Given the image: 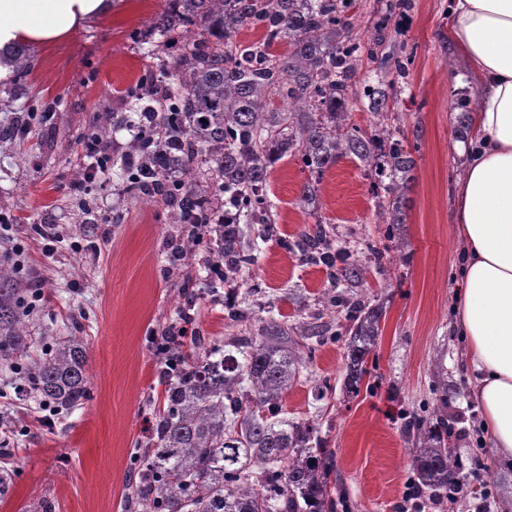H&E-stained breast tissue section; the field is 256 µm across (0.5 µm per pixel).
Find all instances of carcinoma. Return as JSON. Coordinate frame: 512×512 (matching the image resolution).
I'll use <instances>...</instances> for the list:
<instances>
[{"instance_id": "cac0c4a2", "label": "carcinoma", "mask_w": 512, "mask_h": 512, "mask_svg": "<svg viewBox=\"0 0 512 512\" xmlns=\"http://www.w3.org/2000/svg\"><path fill=\"white\" fill-rule=\"evenodd\" d=\"M146 39L157 44L163 79L153 84L156 128L132 143L140 179L132 191L161 199L174 210L173 223L191 214L219 210L234 222H211L190 236L204 244L209 266L222 264L218 280L238 282L251 256L237 224H271L270 168L294 156L310 174L301 202L318 210V184L342 158L359 161L371 178L374 221L390 239L405 223L402 190L415 160L399 113L389 96L365 128L352 122L361 54L377 55L382 35L406 0H382L372 11L374 37L356 30L353 0H171ZM263 30L254 46L240 50L234 39L244 27ZM288 40V52L275 44ZM177 170V184L163 175ZM312 260L325 265L329 280L355 288L370 266L383 264L370 247L363 262L333 247L323 220L305 228ZM0 267V361L19 364L32 338L19 325L16 289ZM327 307L346 310L344 391L360 393L369 375L368 357L382 335L386 311L356 294L328 292ZM308 324L270 321L228 342L243 361L228 363L220 349L192 336L163 335L160 355L172 370L156 410L146 448L139 457V482L131 504L140 512H338L347 504L334 495L333 456L312 442L313 428L279 417L283 396L300 379L312 350L306 340L322 336ZM84 344L59 342L24 375L23 390L63 410L88 395ZM405 434L418 494L434 501L458 499L466 466L449 439L451 430L411 416Z\"/></svg>"}]
</instances>
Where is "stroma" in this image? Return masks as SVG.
<instances>
[{"instance_id": "obj_1", "label": "stroma", "mask_w": 512, "mask_h": 512, "mask_svg": "<svg viewBox=\"0 0 512 512\" xmlns=\"http://www.w3.org/2000/svg\"><path fill=\"white\" fill-rule=\"evenodd\" d=\"M168 6L113 0L111 15L58 43L28 46L27 79L0 84V262L14 271L20 317L35 338L29 358L75 337L90 378L83 404L60 412L22 394L0 368V473L11 479L0 512H137L124 493L137 479L135 456L162 391L158 342L187 312L197 335L219 347L271 318L316 320L334 333L316 345L282 415L315 426L351 512H399L412 480L405 428L415 414L451 426L462 460L481 461L455 512H512V468H484L493 456L480 443L463 340L451 327L461 259L451 189L465 165L456 150L465 137L450 103L476 97L477 88L444 34L448 0H411L379 58L362 59L359 70L368 84L393 87L401 127L418 140L405 247L389 245L374 223L370 179L356 162L343 158L326 171L313 216L300 205L308 172L299 159H282L269 177L274 223L240 227L255 261L238 284L244 319L236 324L224 317V291L212 286L203 251L172 263L187 231L170 206L132 192L120 155L106 182L86 178L83 146L100 121L120 147L136 134L140 90L159 70L143 35ZM404 52L414 62L396 82L382 59ZM318 216L353 256L386 250L384 271H370L358 290L387 313L369 385L355 398L342 391L346 316L323 306L326 270L298 247Z\"/></svg>"}]
</instances>
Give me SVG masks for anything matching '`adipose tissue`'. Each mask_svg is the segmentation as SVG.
Here are the masks:
<instances>
[{
  "label": "adipose tissue",
  "mask_w": 512,
  "mask_h": 512,
  "mask_svg": "<svg viewBox=\"0 0 512 512\" xmlns=\"http://www.w3.org/2000/svg\"><path fill=\"white\" fill-rule=\"evenodd\" d=\"M112 0H0V50L48 45L101 16ZM448 39L477 89L466 169L454 187L461 246L455 297L479 428L496 458L512 460V0H452Z\"/></svg>",
  "instance_id": "1"
}]
</instances>
